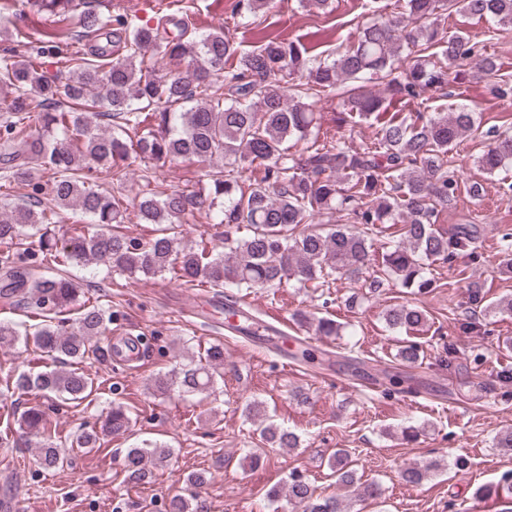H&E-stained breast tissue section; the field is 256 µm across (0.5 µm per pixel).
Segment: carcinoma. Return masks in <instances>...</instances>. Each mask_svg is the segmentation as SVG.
Masks as SVG:
<instances>
[{"instance_id": "carcinoma-1", "label": "carcinoma", "mask_w": 512, "mask_h": 512, "mask_svg": "<svg viewBox=\"0 0 512 512\" xmlns=\"http://www.w3.org/2000/svg\"><path fill=\"white\" fill-rule=\"evenodd\" d=\"M399 11L387 17L375 0L357 37L326 59L310 56L300 43L269 37L254 49L240 45L218 28L191 35L184 18L165 16L153 27L116 15L106 18L84 0H26L39 16L78 14L83 37H112L89 53L80 50L60 60L76 77L64 86L40 69L39 48L71 38L35 27L15 29L16 47L0 56V181L21 182L34 159L50 172L44 193L22 202L0 200V290L20 295V303L39 322L24 329L0 321V343L23 341L40 354L29 360L15 388L45 399L81 403L97 391L94 380L77 370L44 367L42 359L60 364L91 354L109 357L94 344L113 314L107 303L80 299L81 289L58 267L102 264L129 276L171 275L184 288L208 286L252 290L294 280L318 290L337 276L360 277L370 264L374 238L387 225H400L398 238L389 241L378 261L374 283L390 281L421 292L436 287L427 276L437 262L461 259L473 263L480 225L460 224L443 231L435 224L437 206L457 198L461 190L450 152L458 140L472 135L479 124L466 107L449 111L415 112L405 119L388 111L386 98L418 100L429 91H444L452 68L478 58L477 73L487 77L500 71L493 57L470 37L448 34V9L464 12L512 29V0H397ZM121 44L126 54L115 55ZM171 63L192 62L187 75L168 78L155 73L146 54ZM237 64L224 72L229 59ZM386 82L388 97L375 95L368 83ZM287 86H281V81ZM346 84L342 105L355 125L376 128V142L354 150L322 131L321 114L307 100ZM305 144L297 155L291 148ZM144 164L147 189L135 205L137 218L155 224V234L137 241L123 231L125 200L88 181L103 175L121 186L130 159ZM207 167V186L198 189H160L147 172H156L174 159ZM253 172L248 183L239 163ZM492 175L512 164V136L498 135L478 158ZM75 206L91 228L48 235V225L60 222V211ZM354 216L355 224H321L330 212ZM205 214L224 228V245L181 247L178 240L186 218ZM249 234L236 236L241 227ZM500 269L512 273V228L499 237ZM470 302L488 316L512 312V299L485 304V293L471 289ZM74 312V317L63 313ZM392 331L414 333L428 322L427 311L408 304L386 310ZM342 326L328 317L316 319L319 336H339ZM276 329L254 317L236 332L257 336ZM420 344L409 341L399 361L415 365ZM224 365V348L213 344L203 356L190 360L154 380L162 394L180 396L209 391L217 369ZM247 419L258 423L262 441L272 448H295L293 432L266 422L263 403L245 408ZM131 413L112 405L100 427L81 429L65 440L57 437L45 412L30 406L14 420L18 430L38 438L41 463L63 469L69 451L95 448L109 436L131 429ZM171 456L164 445L144 444L126 449L127 478L141 486L155 481L156 469ZM350 455L339 449L330 468L342 496L322 495L299 472L289 476L287 488L274 486L267 498L288 497L302 512H351V501L381 497L375 483L359 482L350 468ZM435 460L424 466L405 465L401 479L419 484L438 469Z\"/></svg>"}]
</instances>
